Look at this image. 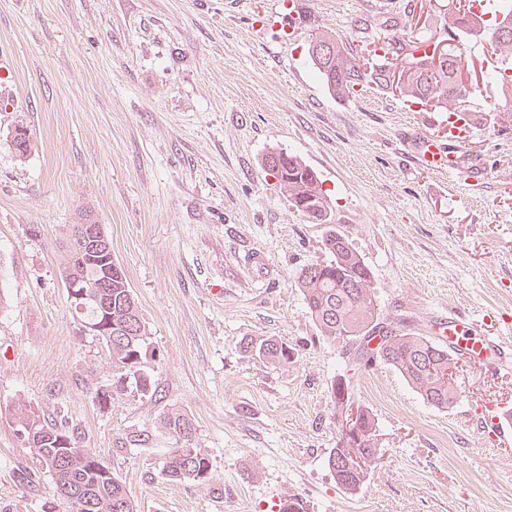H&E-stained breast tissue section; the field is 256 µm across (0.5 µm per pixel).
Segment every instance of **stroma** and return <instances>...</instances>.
<instances>
[{"label":"stroma","instance_id":"35a3bbf8","mask_svg":"<svg viewBox=\"0 0 512 512\" xmlns=\"http://www.w3.org/2000/svg\"><path fill=\"white\" fill-rule=\"evenodd\" d=\"M458 0H0V512H66L10 410L66 418L124 481L137 512H512V445L478 417L512 408V373L463 360L460 400L441 410L392 366L352 369L306 312L296 275L343 234L371 271L384 314L432 336L456 312L501 320L512 343V125L481 86L475 136L455 174L424 166L414 139L454 141L444 112L368 88L328 93L308 55L328 30L365 50L413 6L435 23ZM35 148L16 157L17 121ZM300 157L320 176L332 224L292 208L265 166ZM112 242L151 330L153 400L107 409V346L73 318L57 246L80 210ZM38 234H30L31 226ZM262 254L263 265L251 264ZM273 337L285 366L241 349ZM378 424L380 453L357 493L328 466L335 379ZM182 408L210 481L162 473L168 438L117 448L119 434Z\"/></svg>","mask_w":512,"mask_h":512}]
</instances>
